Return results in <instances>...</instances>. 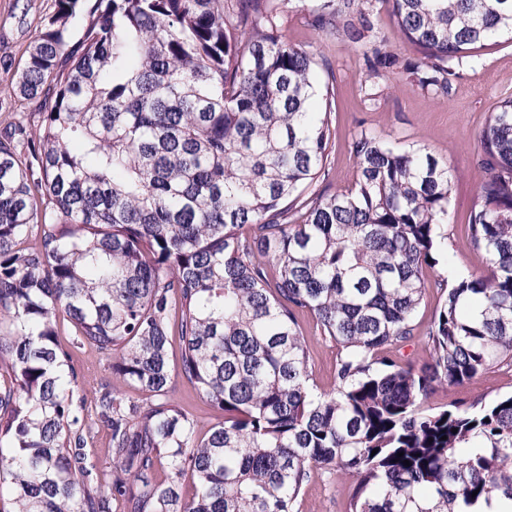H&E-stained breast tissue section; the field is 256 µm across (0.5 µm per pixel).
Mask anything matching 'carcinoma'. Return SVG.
Here are the masks:
<instances>
[{"label": "carcinoma", "mask_w": 512, "mask_h": 512, "mask_svg": "<svg viewBox=\"0 0 512 512\" xmlns=\"http://www.w3.org/2000/svg\"><path fill=\"white\" fill-rule=\"evenodd\" d=\"M281 2L54 0L35 32L7 94L40 102L38 123L0 132V512H300L331 468L354 479L348 512L512 502V392L427 404L512 361V95L474 156L486 267L433 281L430 359L395 358L447 260L452 174L362 131L354 183L299 200L325 174L331 109ZM384 2L426 91L512 42V0ZM311 15L354 43L374 29L360 0ZM383 45L373 78L396 63ZM302 314L336 346L330 391ZM61 317L146 402L81 395ZM175 336L180 376L224 412L204 434L170 398ZM91 404L110 474L84 447Z\"/></svg>", "instance_id": "carcinoma-1"}]
</instances>
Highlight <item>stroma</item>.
Returning <instances> with one entry per match:
<instances>
[{
	"label": "stroma",
	"mask_w": 512,
	"mask_h": 512,
	"mask_svg": "<svg viewBox=\"0 0 512 512\" xmlns=\"http://www.w3.org/2000/svg\"><path fill=\"white\" fill-rule=\"evenodd\" d=\"M53 10V0H0V89L10 86L23 62L27 47L43 18ZM289 42L304 47L320 62L318 78L334 93L332 148L327 167L329 177L318 189L347 188L356 178L352 153L355 135L366 130L398 148L425 146L439 160L448 162L453 184L449 207L448 255L458 273L479 272L485 267L481 252L469 242L468 224L484 175L474 165L479 136L496 102L512 95V44L483 52L478 62L459 69L452 90L442 96L418 88L407 74L395 80L373 82L364 62L365 46L316 28L297 0H286L280 14ZM376 102H368L369 94ZM299 323L312 357L317 385H334L336 348L319 335L311 316ZM71 363L79 375V387L94 395L100 386L116 388L123 398L141 402L145 396L113 374L109 359L92 348H72ZM512 391V366L501 364L460 386L438 388L433 405L491 400ZM172 400L197 420L200 431L221 421L223 415L200 398L181 377H174ZM352 480L341 472H316L306 486L301 512H347Z\"/></svg>",
	"instance_id": "35a3bbf8"
}]
</instances>
